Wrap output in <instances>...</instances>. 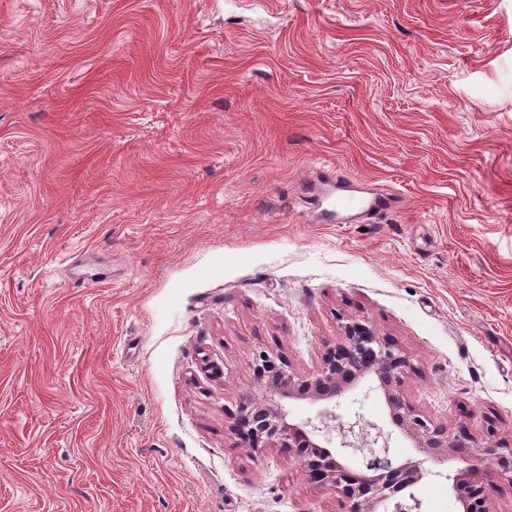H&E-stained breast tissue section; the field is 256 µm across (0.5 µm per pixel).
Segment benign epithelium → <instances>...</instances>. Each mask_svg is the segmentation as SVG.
Segmentation results:
<instances>
[{"mask_svg":"<svg viewBox=\"0 0 512 512\" xmlns=\"http://www.w3.org/2000/svg\"><path fill=\"white\" fill-rule=\"evenodd\" d=\"M286 366L285 361L277 362L264 352L253 359V377L260 393L240 398L228 430L253 450L271 444L297 456L313 481L341 493L347 503L346 512H421V503L409 492L424 476L419 466L374 455L365 463L367 474L360 475L340 462L373 448L383 437L375 425V433L357 436L358 422L336 413L339 400L367 374L377 378L392 423L415 447L437 459L456 454L467 463L448 476L463 512H490L485 482L490 480L491 472L483 468L484 460L494 462L495 473L512 479V448H479L466 434L451 436L447 428L432 425L407 402L406 357L394 345L381 342L367 326L345 324L343 335L328 347L320 368L312 374L298 376L288 372ZM301 399L332 400L334 405L320 410L316 422L310 418L292 422L288 401Z\"/></svg>","mask_w":512,"mask_h":512,"instance_id":"obj_1","label":"benign epithelium"}]
</instances>
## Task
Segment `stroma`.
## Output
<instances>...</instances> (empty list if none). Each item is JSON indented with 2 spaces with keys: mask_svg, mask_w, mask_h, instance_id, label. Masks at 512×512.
Segmentation results:
<instances>
[{
  "mask_svg": "<svg viewBox=\"0 0 512 512\" xmlns=\"http://www.w3.org/2000/svg\"><path fill=\"white\" fill-rule=\"evenodd\" d=\"M323 167L402 200L321 221ZM351 321L512 446V0H0V512H344L227 424ZM373 385L341 414L457 512Z\"/></svg>",
  "mask_w": 512,
  "mask_h": 512,
  "instance_id": "obj_1",
  "label": "stroma"
}]
</instances>
